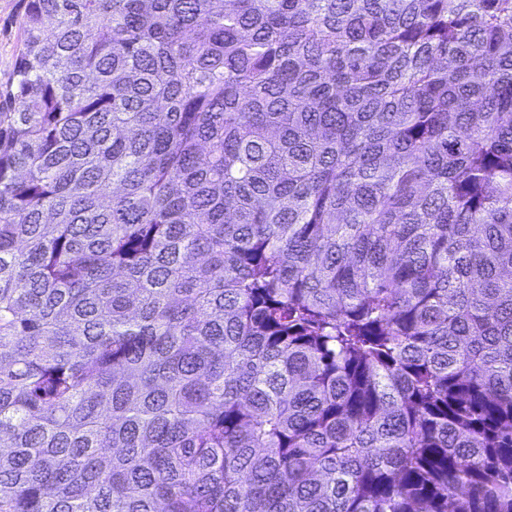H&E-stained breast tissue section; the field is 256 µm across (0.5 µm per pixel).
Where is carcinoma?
I'll use <instances>...</instances> for the list:
<instances>
[{"mask_svg": "<svg viewBox=\"0 0 512 512\" xmlns=\"http://www.w3.org/2000/svg\"><path fill=\"white\" fill-rule=\"evenodd\" d=\"M0 87V512H512V0H25Z\"/></svg>", "mask_w": 512, "mask_h": 512, "instance_id": "obj_1", "label": "carcinoma"}]
</instances>
